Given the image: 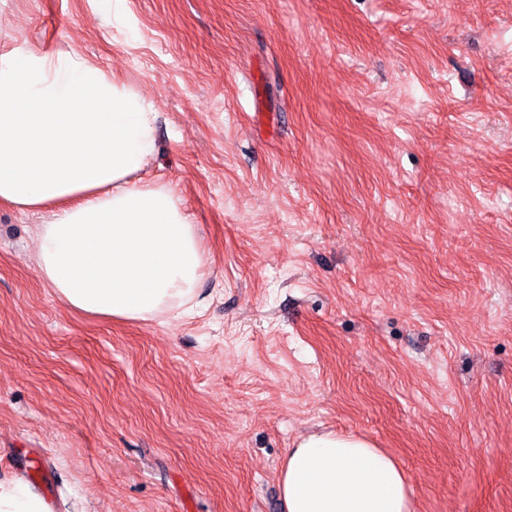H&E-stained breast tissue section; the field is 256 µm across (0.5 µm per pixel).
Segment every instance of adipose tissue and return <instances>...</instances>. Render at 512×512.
Returning a JSON list of instances; mask_svg holds the SVG:
<instances>
[{
  "mask_svg": "<svg viewBox=\"0 0 512 512\" xmlns=\"http://www.w3.org/2000/svg\"><path fill=\"white\" fill-rule=\"evenodd\" d=\"M153 104L72 50L0 52V203L38 225L37 270L66 306L150 321L193 314L204 266L196 226L156 160ZM286 512H410V478L358 434L311 433L287 451ZM0 512H54L22 478L0 480Z\"/></svg>",
  "mask_w": 512,
  "mask_h": 512,
  "instance_id": "ef3b65f1",
  "label": "adipose tissue"
}]
</instances>
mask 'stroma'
Instances as JSON below:
<instances>
[{
    "mask_svg": "<svg viewBox=\"0 0 512 512\" xmlns=\"http://www.w3.org/2000/svg\"><path fill=\"white\" fill-rule=\"evenodd\" d=\"M160 114L199 313L74 311L0 204V480L57 512H286L355 433L412 512H512V0H0Z\"/></svg>",
    "mask_w": 512,
    "mask_h": 512,
    "instance_id": "obj_1",
    "label": "stroma"
}]
</instances>
